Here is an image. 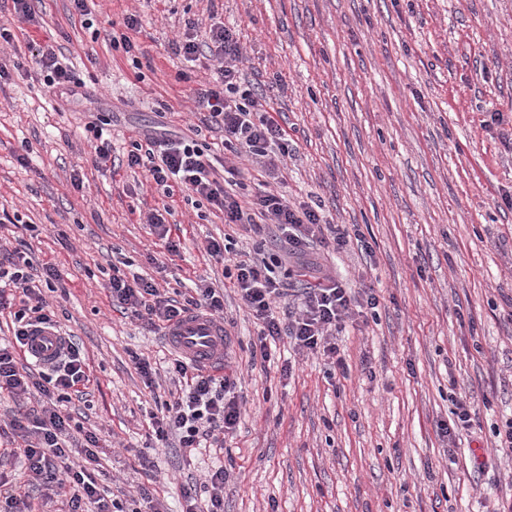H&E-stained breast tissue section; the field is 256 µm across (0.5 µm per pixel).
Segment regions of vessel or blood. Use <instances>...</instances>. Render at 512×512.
<instances>
[{
  "instance_id": "vessel-or-blood-1",
  "label": "vessel or blood",
  "mask_w": 512,
  "mask_h": 512,
  "mask_svg": "<svg viewBox=\"0 0 512 512\" xmlns=\"http://www.w3.org/2000/svg\"><path fill=\"white\" fill-rule=\"evenodd\" d=\"M166 344L192 366L220 373L224 370V324L198 311L184 314L164 329ZM66 345L64 334L55 327L36 326L24 346L28 360L51 365Z\"/></svg>"
}]
</instances>
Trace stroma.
Segmentation results:
<instances>
[{
	"label": "stroma",
	"mask_w": 512,
	"mask_h": 512,
	"mask_svg": "<svg viewBox=\"0 0 512 512\" xmlns=\"http://www.w3.org/2000/svg\"><path fill=\"white\" fill-rule=\"evenodd\" d=\"M39 0L36 23L0 0L12 43L0 46V219L34 225V264L59 277L43 289L90 371L68 408L97 433L99 483L135 512H182L183 491L224 466V512H500L512 500V455L496 433L512 418V0ZM138 52L112 47L125 32ZM237 34L243 76L264 89L288 129L279 179L247 157L235 193L274 190L318 207L354 235L321 262L345 287L371 288L377 308L349 322L331 370L288 337L255 362L260 327L224 267L205 253L282 255L273 230L240 234L207 203L166 197L141 168L92 164L88 122H107L114 156L140 133L198 124L193 92L217 62L172 54L189 24ZM54 46L83 86L61 94L33 80V54ZM97 64H90L87 52ZM80 175L82 187L72 184ZM169 206L177 253L151 230ZM154 279L168 296L194 274L224 294L226 372L243 398L223 450L185 462L151 445V390L133 354L157 364L160 331L113 309V270ZM473 413L446 436L455 401Z\"/></svg>",
	"instance_id": "stroma-1"
}]
</instances>
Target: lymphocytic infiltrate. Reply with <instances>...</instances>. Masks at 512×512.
I'll list each match as a JSON object with an SVG mask.
<instances>
[{
  "label": "lymphocytic infiltrate",
  "mask_w": 512,
  "mask_h": 512,
  "mask_svg": "<svg viewBox=\"0 0 512 512\" xmlns=\"http://www.w3.org/2000/svg\"><path fill=\"white\" fill-rule=\"evenodd\" d=\"M172 50L189 62L204 57L221 61L218 79L194 93L197 110L204 112L205 122L222 126L225 145H240L265 172L279 170L288 155V131L269 113L262 95L239 83L235 63L241 46L234 32L224 24H214L204 38L186 36L173 42ZM127 165L145 168L148 178L166 194L178 191L206 200L223 213L225 223L257 233L275 227L289 262L295 265L317 266L313 247L337 250L348 243L345 225L324 223L312 206L290 203L274 191L239 200L225 187L228 177L238 176V169L229 166L217 171L192 137L144 134L129 151ZM27 248L22 239L11 249L0 246V310L8 306L6 290L18 292L20 298V307L13 314V335L0 340V393H8L18 403L7 427H0V438L7 440V455L21 458L24 465L21 480L0 478V499L11 512H36L32 493L61 489L66 512H85L89 504L96 505V512H126L123 501L106 499L88 470L89 464L98 460V437L89 431L76 435L71 416L60 407L64 399L80 394L90 382L79 349L68 346L63 358L42 371L22 354L30 327L55 323V314L35 283ZM233 267L237 293L261 326L253 350L264 360L270 356V343L285 335L297 351L320 354L331 366H343L337 334L356 309H373L379 304L373 289L346 288L325 272L321 284L306 289L296 310L283 320L277 314V304L286 294L266 260H237ZM108 292L114 309L140 316L157 330L189 311L218 318L224 315L223 293L203 279L196 283L193 296L181 302L162 297L151 281L140 276L113 275ZM168 370L179 387L171 399L159 402V413L151 418L157 440L176 438L179 447L188 451L204 444L223 448L226 435L240 418V406L229 395L235 386L233 376L192 368L176 353L169 359ZM77 447L85 456L81 465L71 460Z\"/></svg>",
  "instance_id": "1"
}]
</instances>
